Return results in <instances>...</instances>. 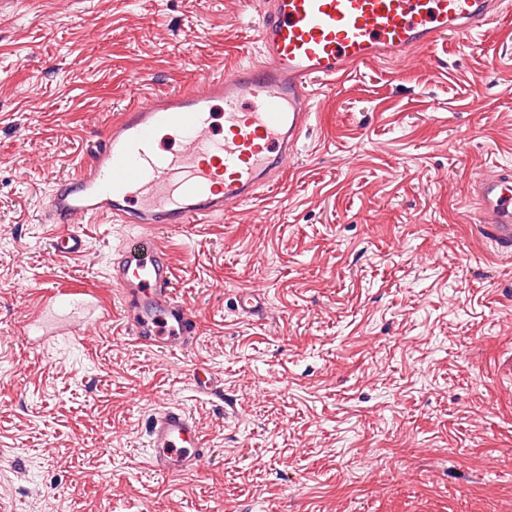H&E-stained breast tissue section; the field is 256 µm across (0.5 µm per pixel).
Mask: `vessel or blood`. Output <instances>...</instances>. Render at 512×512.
I'll list each match as a JSON object with an SVG mask.
<instances>
[{"mask_svg":"<svg viewBox=\"0 0 512 512\" xmlns=\"http://www.w3.org/2000/svg\"><path fill=\"white\" fill-rule=\"evenodd\" d=\"M260 57L223 77L196 75L184 89L130 105L92 142L87 158L45 195L41 221L58 225L57 256L86 242L74 227L104 220L129 228L108 273L117 303L77 285L46 289L18 333L47 344L80 342L85 331L120 320L124 336L160 352H181L200 334V317L173 293L174 268L159 229L189 232L207 219L274 192L313 114L312 78L337 83L360 63L392 62L434 46L447 31L478 32L501 13L500 0H261ZM179 142L178 150L164 146ZM490 239L512 252V169L475 181ZM238 312L262 319L266 301L239 292ZM146 465L161 475L197 472L211 458L182 404L161 405L147 428Z\"/></svg>","mask_w":512,"mask_h":512,"instance_id":"vessel-or-blood-1","label":"vessel or blood"}]
</instances>
